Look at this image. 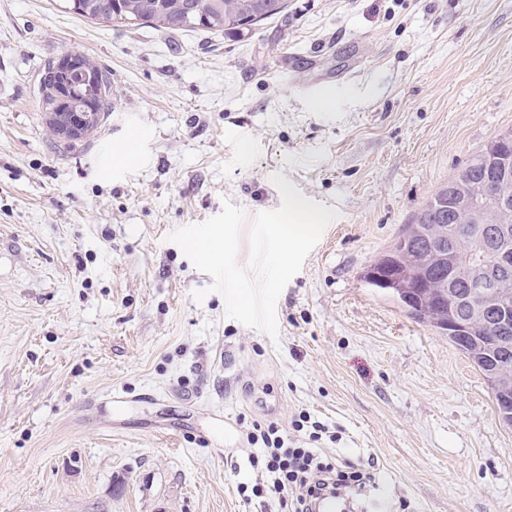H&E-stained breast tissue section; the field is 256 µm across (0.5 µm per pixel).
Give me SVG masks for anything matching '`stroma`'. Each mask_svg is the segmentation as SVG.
I'll list each match as a JSON object with an SVG mask.
<instances>
[{
    "instance_id": "obj_1",
    "label": "stroma",
    "mask_w": 512,
    "mask_h": 512,
    "mask_svg": "<svg viewBox=\"0 0 512 512\" xmlns=\"http://www.w3.org/2000/svg\"><path fill=\"white\" fill-rule=\"evenodd\" d=\"M72 48L117 108L70 145L40 77ZM509 129L512 0H288L238 39L0 0V512H256L243 432L301 413L373 471L354 512H512L483 375L363 277ZM277 173L338 216L274 341L167 236L277 209Z\"/></svg>"
}]
</instances>
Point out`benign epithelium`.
Returning <instances> with one entry per match:
<instances>
[{
  "label": "benign epithelium",
  "instance_id": "7a95c632",
  "mask_svg": "<svg viewBox=\"0 0 512 512\" xmlns=\"http://www.w3.org/2000/svg\"><path fill=\"white\" fill-rule=\"evenodd\" d=\"M62 76V92L70 94L73 77L77 76L88 85L93 86L95 79L80 68L77 59L64 55L58 62ZM75 112L72 117L63 118L65 134L74 135L83 132L86 122L90 121L89 113L95 111V100L89 95L79 107L71 108ZM512 142L503 137L491 146L481 161L469 166L466 172L479 174L486 184L496 187L512 181V152H505L503 146ZM453 238V226L438 238L431 247V262L443 265L448 257L456 256L455 263L448 275V282L460 276L465 277L468 292L462 296L448 292V313L440 314V319L433 322L434 329L448 337L456 347L465 352L471 360L480 364L496 362L499 351L506 348L507 336L512 333V295L501 288V284L512 274V227L507 224H495L476 238L477 245L485 252L493 255L494 262L490 269H477L469 263L467 248L456 244L448 250L446 242ZM364 278L381 287L395 285L402 288L408 296H413V289L425 284L423 279H414L408 273L394 274L391 267L366 270ZM489 323L493 329L491 336H479V328ZM493 395L498 397L500 422L512 426V373L495 365L486 370Z\"/></svg>",
  "mask_w": 512,
  "mask_h": 512
}]
</instances>
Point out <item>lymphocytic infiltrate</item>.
<instances>
[{"mask_svg": "<svg viewBox=\"0 0 512 512\" xmlns=\"http://www.w3.org/2000/svg\"><path fill=\"white\" fill-rule=\"evenodd\" d=\"M247 441L251 474L240 483L244 499L275 500L281 512H312L321 495L345 487H365L370 474L352 462L322 459L318 449L288 447L277 425L253 424Z\"/></svg>", "mask_w": 512, "mask_h": 512, "instance_id": "1", "label": "lymphocytic infiltrate"}]
</instances>
